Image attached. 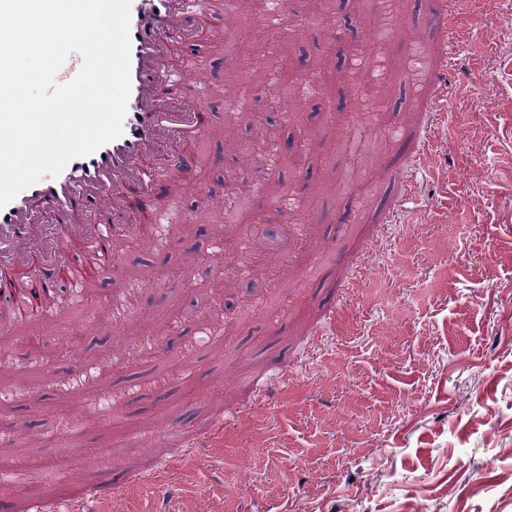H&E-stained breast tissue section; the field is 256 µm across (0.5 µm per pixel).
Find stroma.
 I'll return each mask as SVG.
<instances>
[{
  "label": "stroma",
  "mask_w": 512,
  "mask_h": 512,
  "mask_svg": "<svg viewBox=\"0 0 512 512\" xmlns=\"http://www.w3.org/2000/svg\"><path fill=\"white\" fill-rule=\"evenodd\" d=\"M268 8L237 0L170 38L172 62L193 46L222 63L158 89L208 114L196 169L159 186L160 235L38 319L0 301V501L96 480L99 512H512V14L486 0L461 20L483 41L440 115L396 109L428 0H394L380 26L361 0L321 23L287 0L274 29ZM330 48L374 50L385 102L375 64L354 84L320 70ZM431 150L417 210L375 222ZM242 210L290 228L255 289ZM203 264L239 283L230 313L212 316ZM162 464L163 487L125 481Z\"/></svg>",
  "instance_id": "35a3bbf8"
}]
</instances>
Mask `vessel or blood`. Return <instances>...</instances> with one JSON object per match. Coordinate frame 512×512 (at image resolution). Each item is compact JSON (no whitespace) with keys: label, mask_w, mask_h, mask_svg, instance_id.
<instances>
[{"label":"vessel or blood","mask_w":512,"mask_h":512,"mask_svg":"<svg viewBox=\"0 0 512 512\" xmlns=\"http://www.w3.org/2000/svg\"><path fill=\"white\" fill-rule=\"evenodd\" d=\"M477 0H435L431 12L428 59L432 61L431 109H448V66L438 63L440 47L457 55L459 46L449 44L448 34L460 18L471 14ZM178 0H131L130 5V82L131 91L123 119V133L91 155L71 160L54 178L44 177L21 191L0 208V298L25 306L15 282L22 270L34 273L41 285H51L60 270L84 279V268L68 261L75 251L113 255V240L129 232L126 224H109L94 219L84 224L67 223L77 203L119 207L123 203L117 178L153 185L149 164L156 143L170 131L171 123L162 107L153 100L157 86L183 85L192 77V62L174 67L164 53L171 27L181 22ZM53 214L54 224L41 226L31 219L32 208Z\"/></svg>","instance_id":"obj_1"}]
</instances>
